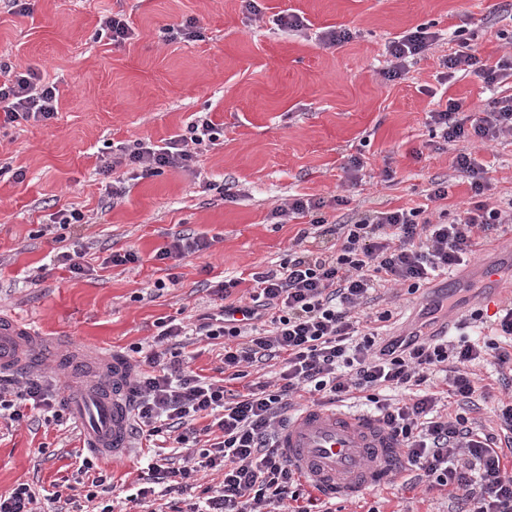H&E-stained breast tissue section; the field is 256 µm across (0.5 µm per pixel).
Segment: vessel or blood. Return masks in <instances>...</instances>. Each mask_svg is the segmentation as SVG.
<instances>
[{"label":"vessel or blood","instance_id":"b4317fda","mask_svg":"<svg viewBox=\"0 0 512 512\" xmlns=\"http://www.w3.org/2000/svg\"><path fill=\"white\" fill-rule=\"evenodd\" d=\"M21 318L0 315V366L23 364L28 349L50 353ZM98 379L66 403L84 431L83 445L105 460L125 455L132 440L130 371L118 357L96 358ZM279 446L300 476L328 496H360L388 481L400 466L395 440L377 417L316 406L301 411L279 434Z\"/></svg>","mask_w":512,"mask_h":512}]
</instances>
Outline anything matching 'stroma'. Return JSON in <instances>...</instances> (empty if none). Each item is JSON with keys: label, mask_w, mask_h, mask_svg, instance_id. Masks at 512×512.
I'll use <instances>...</instances> for the list:
<instances>
[{"label": "stroma", "mask_w": 512, "mask_h": 512, "mask_svg": "<svg viewBox=\"0 0 512 512\" xmlns=\"http://www.w3.org/2000/svg\"><path fill=\"white\" fill-rule=\"evenodd\" d=\"M30 15L0 8V53L33 68L62 90L56 118L0 128V313H16L38 335L68 340L70 349L131 356L147 346L162 318L190 319L212 306L207 282L237 279L233 298L248 297L252 274L287 261L301 218L274 223V207L294 198L323 200L331 224L364 210L422 208L431 221H452L474 200L457 173L458 146H443L427 116L448 99L479 110L492 96L512 94V77L496 92L474 77L443 78L442 62L465 27L472 49L492 63L512 52V0H30ZM292 8L310 22L306 34L278 29L276 14ZM122 14L135 37L115 45L98 37L99 21ZM197 19L203 40H164L167 25ZM434 26L440 40L395 80L383 78L386 46L405 31ZM349 30L329 45L327 27ZM209 113L224 142L202 154L196 172L181 169L127 181L111 201L99 172L112 145L153 143L181 132L193 115ZM472 151L488 168L485 201L512 199V138ZM364 165L350 175V157ZM228 187L204 190L203 179ZM448 196L426 197L432 182ZM76 208L87 222L56 225L58 211ZM205 237L208 249L177 263L156 260L177 234ZM86 246L85 274L52 257L58 246ZM134 249L139 263L112 265V253ZM174 272L176 287L155 290ZM430 294L386 289L376 310H389L381 336L413 323ZM182 359L195 373L224 377L223 340L182 339ZM73 424L0 419V495L18 484L67 494L82 446ZM151 449L132 446L105 469L124 512H170L163 501L130 502ZM407 475L359 499H330V512H453L448 493L410 488Z\"/></svg>", "instance_id": "obj_1"}]
</instances>
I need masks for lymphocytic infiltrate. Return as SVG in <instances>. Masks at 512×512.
<instances>
[{"mask_svg":"<svg viewBox=\"0 0 512 512\" xmlns=\"http://www.w3.org/2000/svg\"><path fill=\"white\" fill-rule=\"evenodd\" d=\"M439 38L420 25L390 41L392 62L384 79L399 77ZM468 46L461 41L459 51L444 60L446 79L460 73L491 89L512 76V54L489 65ZM59 98L57 85L42 83L36 72L18 71L9 53L0 54V126L50 120ZM462 108L451 99L431 113L444 144L512 138V96L493 99L466 117ZM223 135L219 124L200 115L163 144L142 139L118 144L100 172L109 176L127 167L138 179L189 170ZM322 206L296 198L274 208L272 216L283 224L308 219L300 239L329 235L333 245L301 249L279 268L254 273L256 288L247 303H229L236 282L222 280L211 287L220 301L217 311L198 315L189 328L160 322L158 347L144 358L148 369L133 376V430L149 442L171 438L195 444L206 435L211 443L191 465H175L168 457L149 463L151 485L181 495L201 470H219L224 480L205 503H175L172 512H264L288 499L294 503L290 512H310L299 503L302 480L277 446L279 433L301 394L314 395L324 406L362 393L397 437L407 468L423 471L429 489L460 492L457 512H512V459L499 449L502 434H512V399L493 407L494 432L471 426L464 414L439 411L445 398L461 407L474 403L480 393L476 366L488 363L499 374L512 372V303L500 309L490 334L476 340L414 335L381 346L374 334L359 331L361 309L374 293L392 283L414 292L435 273L463 264L479 234L512 224V200L503 208L477 202L448 224L421 219L414 208L366 210L349 223L330 224L319 214ZM190 328L209 339L227 338L224 368L233 378L280 359L277 384L257 382L230 398L224 386L185 370L163 345ZM65 409L41 376L0 377L1 418L18 423L48 414L59 421ZM214 413L215 427L197 428L198 419Z\"/></svg>","mask_w":512,"mask_h":512,"instance_id":"f902f5d3","label":"lymphocytic infiltrate"}]
</instances>
